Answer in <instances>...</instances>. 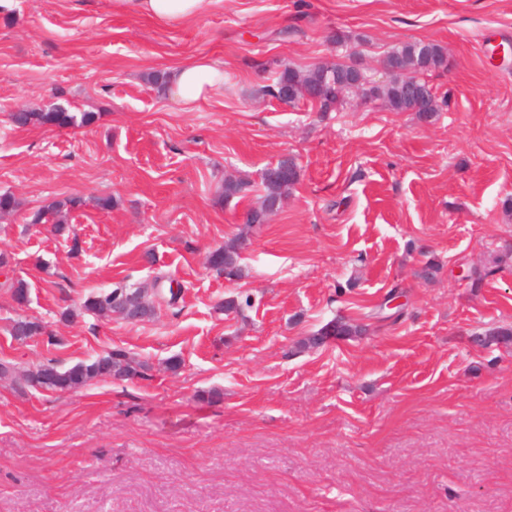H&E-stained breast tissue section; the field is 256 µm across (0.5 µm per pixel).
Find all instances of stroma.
I'll return each instance as SVG.
<instances>
[{
    "label": "stroma",
    "mask_w": 512,
    "mask_h": 512,
    "mask_svg": "<svg viewBox=\"0 0 512 512\" xmlns=\"http://www.w3.org/2000/svg\"><path fill=\"white\" fill-rule=\"evenodd\" d=\"M419 40L448 55L424 76L431 117L266 92L321 62L387 80L388 51ZM198 57L224 87L185 109L151 78ZM56 106L96 120L9 121ZM284 156L298 184L270 223L245 224ZM228 176L246 198L218 202ZM4 191L19 206L0 217V362L118 348L148 369L73 393L0 379V512H512V344L474 341L512 325V261L490 262L512 246V0H214L178 26L114 0H0ZM74 195L112 206L60 233L27 225ZM235 239L230 280L204 258ZM121 281L151 285V320L81 311ZM241 293L251 306L225 314ZM21 315L45 335L14 340ZM338 316L362 335L300 348Z\"/></svg>",
    "instance_id": "1"
}]
</instances>
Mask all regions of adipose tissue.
Instances as JSON below:
<instances>
[{
  "mask_svg": "<svg viewBox=\"0 0 512 512\" xmlns=\"http://www.w3.org/2000/svg\"><path fill=\"white\" fill-rule=\"evenodd\" d=\"M212 0H116L125 10L148 16L167 25H180L199 18ZM224 83V69L218 63L195 59L179 65L170 76L168 94L183 108L210 98Z\"/></svg>",
  "mask_w": 512,
  "mask_h": 512,
  "instance_id": "adipose-tissue-1",
  "label": "adipose tissue"
}]
</instances>
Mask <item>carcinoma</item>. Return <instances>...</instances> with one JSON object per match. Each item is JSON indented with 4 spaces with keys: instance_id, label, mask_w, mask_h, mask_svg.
I'll use <instances>...</instances> for the list:
<instances>
[{
    "instance_id": "obj_1",
    "label": "carcinoma",
    "mask_w": 512,
    "mask_h": 512,
    "mask_svg": "<svg viewBox=\"0 0 512 512\" xmlns=\"http://www.w3.org/2000/svg\"><path fill=\"white\" fill-rule=\"evenodd\" d=\"M390 58L398 59L408 69L415 83L424 91V113L433 114L438 111V100L432 98L430 86L421 79V75L445 69L448 66V56L442 46L433 42L414 41L394 47L388 54ZM359 77L342 63L324 64L300 72L292 67H285L275 72L269 92L286 104L303 102L319 112H332L339 109L342 97L349 91L347 82ZM381 96L394 112H413L415 108L396 82L392 81L382 90ZM95 119L92 112H84L76 116L62 108L48 112L21 110L11 115V122L18 128L28 126L70 127L88 125ZM299 180V169L292 165L289 176L283 179L262 180L263 196L256 208L263 205L284 204ZM249 182L236 179L224 184L222 199L228 203L234 198L242 199L247 196ZM87 205L81 197H66L52 200L33 212L31 224H56L57 230L64 229L67 215L82 209ZM239 244L236 241L226 243L209 254L208 265L217 273L228 279L241 276L239 263ZM147 290L145 286L131 287L117 284L113 288L100 289L90 293L81 303V310L99 318L112 316L125 320V312L121 298L128 293ZM363 327L353 325L341 317L330 320L316 333L302 339L299 346L303 349L319 347L330 340L342 339L362 334ZM8 333L15 340L24 342L33 336L45 333L44 324L33 317L20 316L11 321ZM476 340L489 345L491 343L509 344L512 342V328L500 327ZM148 365L131 357L126 351L114 349L104 355L79 361L67 368H62L52 362L36 366L32 370L20 372V379L25 387L46 392H73L81 389L93 380H106L113 377L121 378L132 375L142 376Z\"/></svg>"
}]
</instances>
